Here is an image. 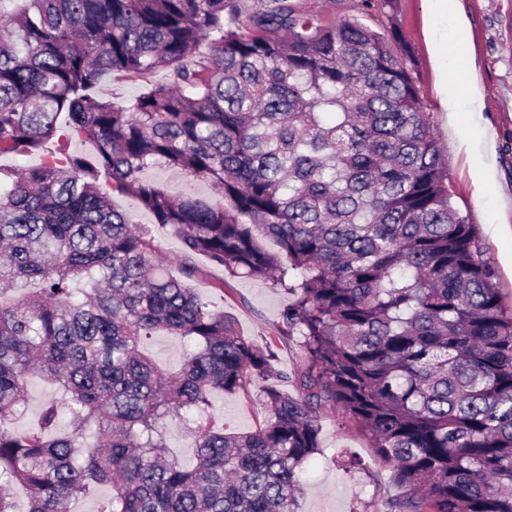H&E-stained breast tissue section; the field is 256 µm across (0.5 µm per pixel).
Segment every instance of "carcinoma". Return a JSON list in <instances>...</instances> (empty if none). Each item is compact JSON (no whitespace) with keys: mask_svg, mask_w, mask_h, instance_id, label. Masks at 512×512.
<instances>
[{"mask_svg":"<svg viewBox=\"0 0 512 512\" xmlns=\"http://www.w3.org/2000/svg\"><path fill=\"white\" fill-rule=\"evenodd\" d=\"M4 2L0 156L44 158L0 168V512H74L101 485L99 512H298L324 415L391 469L384 512H512V308L448 187L410 49L367 23L395 0L332 25L293 0ZM159 70L126 105L98 94ZM83 139L90 160L66 150ZM154 166L219 203L143 180ZM114 193L179 236V275ZM195 255L288 294L295 393L188 286ZM160 333L193 343L174 372L142 350ZM34 371L63 397L20 431ZM250 386L265 425L224 433L211 394ZM169 421L194 440L187 464Z\"/></svg>","mask_w":512,"mask_h":512,"instance_id":"obj_1","label":"carcinoma"}]
</instances>
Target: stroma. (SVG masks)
Segmentation results:
<instances>
[{
	"label": "stroma",
	"mask_w": 512,
	"mask_h": 512,
	"mask_svg": "<svg viewBox=\"0 0 512 512\" xmlns=\"http://www.w3.org/2000/svg\"><path fill=\"white\" fill-rule=\"evenodd\" d=\"M456 11L468 23L467 32L455 28L450 18L441 17L431 31H424L423 19L430 14L429 0H396L395 22L413 55V71L424 92L432 116L434 136L448 161L449 184L455 200L480 232L484 256L494 270L506 306L512 307V270L505 264L512 256V0H457ZM458 54L472 47L477 75L483 87L481 102L463 93L468 80L458 57L448 73V91L460 114L459 131H451L439 100L433 92L434 74L429 42ZM145 180L164 187L173 196H192L209 202L213 194L202 179L188 177L168 167H152ZM115 206L126 213L130 223L152 228L160 260L176 268L182 259V244L172 231L155 228L152 216L122 196ZM199 274L192 288L215 308L231 314L239 330L256 345L270 347L275 354L273 379L282 391L293 392L286 373L300 362L295 343L278 333L280 312L288 302L281 291L260 279L226 278L223 269L197 258ZM211 412L225 431L246 433L267 419L266 409L256 395L214 393ZM320 433L322 452L304 465L301 482L304 494L300 512H373L395 494L390 471L354 427L337 418L324 416ZM355 458V468L344 461Z\"/></svg>",
	"instance_id": "1"
}]
</instances>
